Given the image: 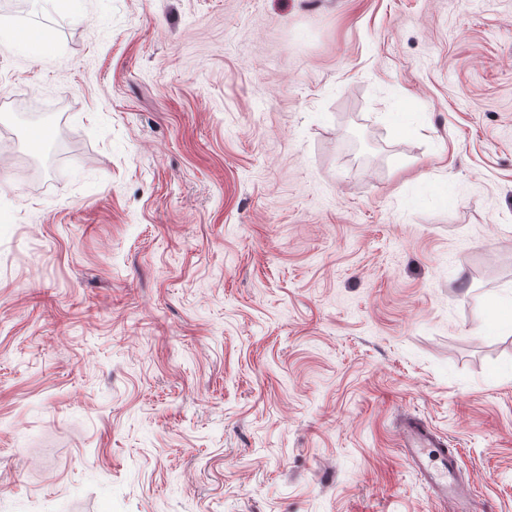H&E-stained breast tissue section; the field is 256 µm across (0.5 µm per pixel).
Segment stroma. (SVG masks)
Returning a JSON list of instances; mask_svg holds the SVG:
<instances>
[{"mask_svg": "<svg viewBox=\"0 0 512 512\" xmlns=\"http://www.w3.org/2000/svg\"><path fill=\"white\" fill-rule=\"evenodd\" d=\"M24 5L0 512H512V0ZM404 456L420 474L428 496L440 512L448 499L460 500L456 484L457 456L444 448L442 439L423 423L409 419L404 424Z\"/></svg>", "mask_w": 512, "mask_h": 512, "instance_id": "stroma-1", "label": "stroma"}]
</instances>
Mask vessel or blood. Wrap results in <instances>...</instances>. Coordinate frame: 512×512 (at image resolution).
I'll list each match as a JSON object with an SVG mask.
<instances>
[{
    "label": "vessel or blood",
    "instance_id": "obj_1",
    "mask_svg": "<svg viewBox=\"0 0 512 512\" xmlns=\"http://www.w3.org/2000/svg\"><path fill=\"white\" fill-rule=\"evenodd\" d=\"M403 452L420 474L433 503L442 508L448 500L454 499L458 506L453 512H471L470 508L458 501V459L436 433L419 421L407 420L404 424Z\"/></svg>",
    "mask_w": 512,
    "mask_h": 512
}]
</instances>
